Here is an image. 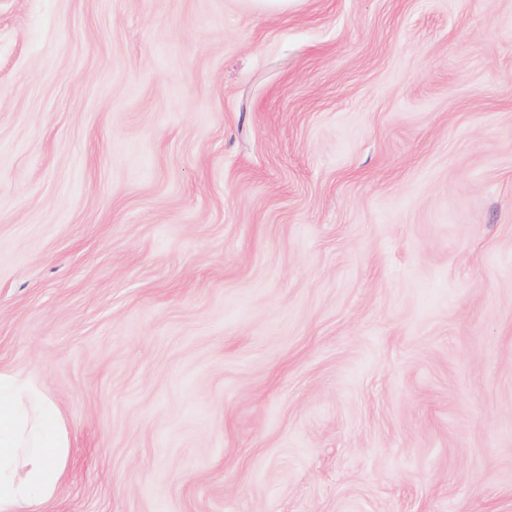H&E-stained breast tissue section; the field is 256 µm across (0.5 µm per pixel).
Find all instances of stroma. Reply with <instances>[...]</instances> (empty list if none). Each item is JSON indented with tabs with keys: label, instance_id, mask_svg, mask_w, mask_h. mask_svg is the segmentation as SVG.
<instances>
[{
	"label": "stroma",
	"instance_id": "1",
	"mask_svg": "<svg viewBox=\"0 0 512 512\" xmlns=\"http://www.w3.org/2000/svg\"><path fill=\"white\" fill-rule=\"evenodd\" d=\"M0 370L41 512H512V0H0ZM70 448L57 405L32 378L0 371V511L35 512L53 501Z\"/></svg>",
	"mask_w": 512,
	"mask_h": 512
}]
</instances>
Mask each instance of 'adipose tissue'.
Segmentation results:
<instances>
[{
  "label": "adipose tissue",
  "instance_id": "adipose-tissue-1",
  "mask_svg": "<svg viewBox=\"0 0 512 512\" xmlns=\"http://www.w3.org/2000/svg\"><path fill=\"white\" fill-rule=\"evenodd\" d=\"M70 447L57 405L35 381L0 371V512H31L53 501Z\"/></svg>",
  "mask_w": 512,
  "mask_h": 512
}]
</instances>
